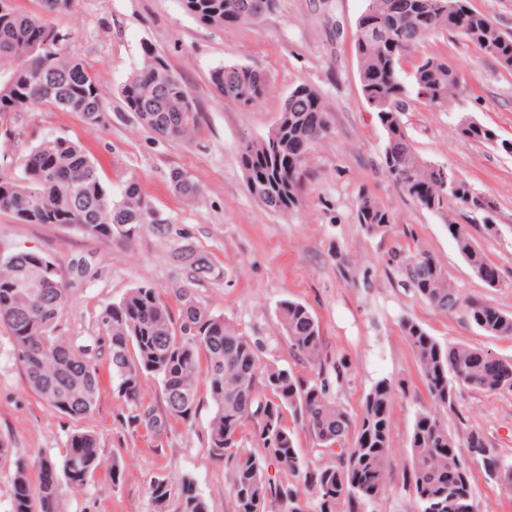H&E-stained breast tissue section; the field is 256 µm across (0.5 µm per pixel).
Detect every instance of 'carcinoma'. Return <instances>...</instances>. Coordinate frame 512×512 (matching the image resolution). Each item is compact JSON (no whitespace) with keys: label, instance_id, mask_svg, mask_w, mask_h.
Listing matches in <instances>:
<instances>
[{"label":"carcinoma","instance_id":"obj_1","mask_svg":"<svg viewBox=\"0 0 512 512\" xmlns=\"http://www.w3.org/2000/svg\"><path fill=\"white\" fill-rule=\"evenodd\" d=\"M9 2L6 12H0V75L8 78L0 82V120L46 106L78 112L91 126L102 124L107 105L97 74L68 51L70 35L49 22V17L71 11L74 0H39V15L22 12L14 0ZM182 3L200 22L222 27L248 21L246 5H259L266 13L275 9L277 0ZM358 22L366 23L356 27L354 40L360 83L386 131V172L421 207L439 210L452 198L486 232L498 233L494 198L462 179L453 192L444 187L442 168L419 158L401 121L415 99L438 107L454 103L461 87L460 68L446 57L425 54L411 63L409 81L401 73L416 47L440 32L463 36L511 72L512 36L502 33L489 14L472 10L467 0H384L378 9L366 7ZM210 82L224 100L247 107L263 98L269 79L247 66H229L214 70ZM121 96L125 110L161 137L184 141L199 129L200 113L190 91L150 46L144 48L142 62ZM457 130L465 140L486 142L500 151L507 142L475 121H460ZM274 131L279 153L266 138L245 144L240 163L250 194L269 210L283 213L300 204L307 155L330 132L318 92L307 84L296 86ZM170 185L186 199L201 194V186L177 170L170 173ZM0 212L13 214L23 224L74 227L111 244H124L145 227L171 223L145 197L137 179L129 177L120 193L112 192L94 160L65 138L29 149L20 176L0 165ZM357 220L376 234L386 233L393 223L392 214L369 196L360 199ZM448 232L474 274L483 277L491 261L467 225L450 224ZM394 257L420 298L446 313L460 309L457 289L433 256L420 251ZM180 298L177 323L159 289L148 284L131 289L100 312L102 335L92 350L56 334L70 302L58 260L42 251L0 254V326L9 330L26 385L53 410L72 420L92 414L99 393L98 360L104 354L112 368L114 391L131 408L129 421L159 435L171 421L187 423L196 415L203 376L213 402L208 447L224 462L233 512H268L273 503L281 512H303V489L314 494L317 512H337L342 503L373 501L391 469L389 406L395 393L404 389L403 382L377 381L356 419L330 396L328 371L320 359V325L304 303L281 301L277 317L290 348L317 366L315 379L261 363L260 340L198 304L189 289L180 291ZM465 316L488 336L512 338V314L493 305L472 302L466 305ZM401 329L415 351L433 403V408L417 414L409 441L415 502L419 512H474L471 469L458 448L487 449L478 457L485 477L509 489L512 463L494 452L477 430L457 438L442 414L454 409L463 387L512 394V360L467 345H443L412 319L403 320ZM149 379L161 386L166 406L162 417L142 402L141 388ZM287 414L307 430L330 462L314 465L299 454ZM250 424L253 433L248 440L243 432ZM268 463L292 480L271 479ZM99 464V441L90 431L70 434L57 458H13L11 512H66L67 491L88 486ZM148 491L158 512H209L207 500L187 475L175 481L155 477Z\"/></svg>","mask_w":512,"mask_h":512}]
</instances>
